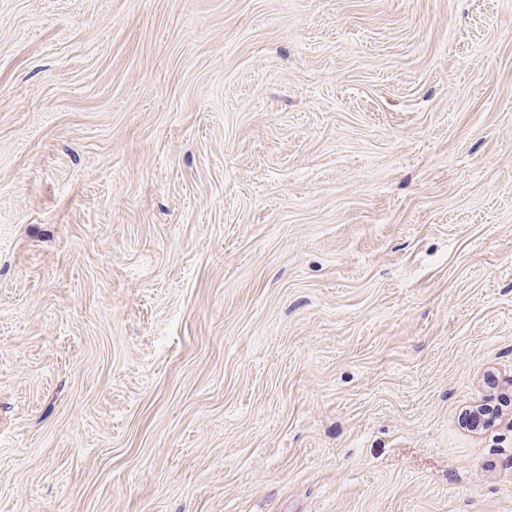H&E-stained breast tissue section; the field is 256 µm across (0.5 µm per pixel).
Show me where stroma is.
<instances>
[{
    "label": "stroma",
    "mask_w": 512,
    "mask_h": 512,
    "mask_svg": "<svg viewBox=\"0 0 512 512\" xmlns=\"http://www.w3.org/2000/svg\"><path fill=\"white\" fill-rule=\"evenodd\" d=\"M512 0H0V512H512Z\"/></svg>",
    "instance_id": "stroma-1"
}]
</instances>
